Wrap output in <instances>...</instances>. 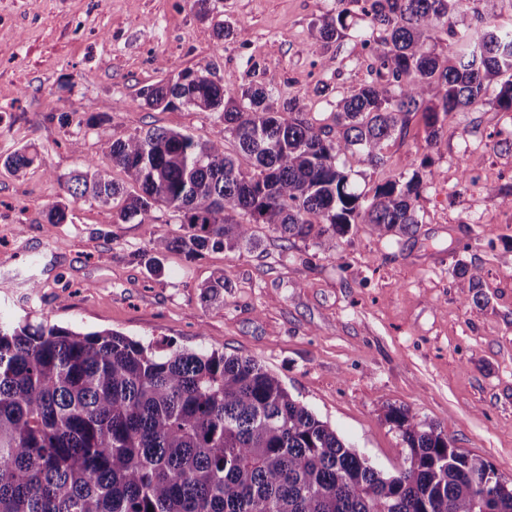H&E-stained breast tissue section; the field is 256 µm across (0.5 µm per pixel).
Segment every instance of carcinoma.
Returning <instances> with one entry per match:
<instances>
[{
	"label": "carcinoma",
	"instance_id": "carcinoma-1",
	"mask_svg": "<svg viewBox=\"0 0 512 512\" xmlns=\"http://www.w3.org/2000/svg\"><path fill=\"white\" fill-rule=\"evenodd\" d=\"M363 2L386 36L358 32L376 77L336 105L335 125L290 102L276 108L270 83L235 98L181 71L144 90V105L214 113L224 137L154 128L114 141L99 132L129 185L84 160L57 177L66 197L49 207L48 226L66 223L80 200L112 207L122 223L153 221L163 206L180 233L143 252L157 277L169 251L193 259L257 246L259 224L329 254L352 224L412 233L426 186L419 171L369 198L350 181L348 159L382 165L385 143L417 112L434 145L459 112H512V27L476 0ZM467 11L473 33L450 22ZM348 17L343 9L316 26V41L325 48L342 38ZM442 31L458 44L451 59L429 46ZM34 161L20 148L3 166L17 174ZM229 284L221 273L200 298L222 306ZM386 418L406 448L390 475L252 357L0 320V512H512V480L485 483L493 466L456 448L446 428L400 407Z\"/></svg>",
	"mask_w": 512,
	"mask_h": 512
}]
</instances>
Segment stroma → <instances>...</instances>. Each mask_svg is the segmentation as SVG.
I'll return each mask as SVG.
<instances>
[{"label": "stroma", "mask_w": 512, "mask_h": 512, "mask_svg": "<svg viewBox=\"0 0 512 512\" xmlns=\"http://www.w3.org/2000/svg\"><path fill=\"white\" fill-rule=\"evenodd\" d=\"M209 8L204 21L192 0H0V162L24 146L37 155L17 175L0 165V319L252 357L384 471L405 453L386 419L403 406L512 479V112L458 113L435 148L415 114L386 142L384 165L353 164L369 194L422 171L411 236L354 224L330 255L260 225L258 250L169 252L155 277L140 253L178 232L167 210L120 224L111 207L82 200L70 222L46 228L47 207L65 195L60 176L83 160L126 182L100 131L117 140L163 128L234 151L216 114L148 109L143 89L183 70L231 91L271 81L276 103L325 125L371 78L358 31L384 35L360 0ZM343 8L351 29L318 48L315 26ZM93 116L102 128L87 126ZM67 119L80 122L77 138ZM462 266L480 269V288L458 276ZM221 272L232 282L224 304L205 307L199 287Z\"/></svg>", "instance_id": "obj_1"}]
</instances>
